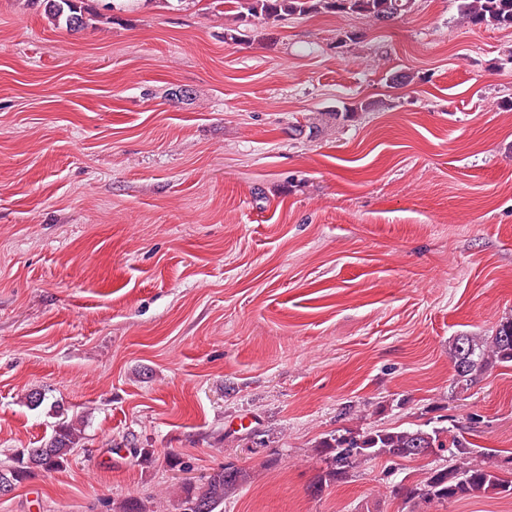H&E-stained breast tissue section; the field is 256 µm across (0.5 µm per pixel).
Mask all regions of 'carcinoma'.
<instances>
[{
  "label": "carcinoma",
  "mask_w": 512,
  "mask_h": 512,
  "mask_svg": "<svg viewBox=\"0 0 512 512\" xmlns=\"http://www.w3.org/2000/svg\"><path fill=\"white\" fill-rule=\"evenodd\" d=\"M45 12L55 21H64L71 30L84 27V0H41ZM416 0H234L238 25L224 30V41L237 43L246 34L241 27L255 19L266 23L288 16L330 13L356 14L378 22H388L412 10ZM462 18L473 27L512 28V0H459ZM450 357L457 387L467 389L489 368L512 364V317L500 321L490 336L461 334L453 339ZM448 429L433 427L344 429L323 438L317 445L325 468L316 475L312 492L320 495L332 483H344L351 470L380 457L392 461L414 460L448 452L451 464L436 469L424 479L403 484L397 493L408 502H452L483 494L512 496V478L502 474V466L478 458L465 438L447 440ZM80 439V430L71 424L59 426L38 448H25L17 466L0 472V484L11 488L26 479L32 469L50 472L68 461L71 448ZM250 479V473L234 464L211 473L198 484L182 487L179 512H224V500Z\"/></svg>",
  "instance_id": "1"
}]
</instances>
